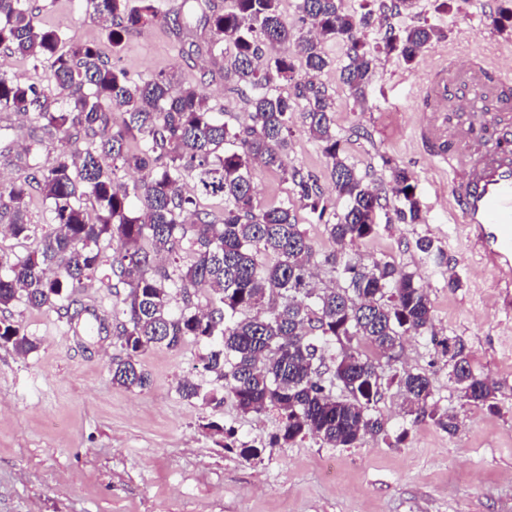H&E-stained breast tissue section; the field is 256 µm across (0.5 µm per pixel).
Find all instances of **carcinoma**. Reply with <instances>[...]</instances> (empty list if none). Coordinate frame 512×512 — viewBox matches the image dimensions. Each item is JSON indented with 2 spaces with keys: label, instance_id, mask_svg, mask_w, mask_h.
<instances>
[{
  "label": "carcinoma",
  "instance_id": "obj_1",
  "mask_svg": "<svg viewBox=\"0 0 512 512\" xmlns=\"http://www.w3.org/2000/svg\"><path fill=\"white\" fill-rule=\"evenodd\" d=\"M281 0H234L228 11L210 0H183V9L162 8L161 0H87L105 24L112 47L132 30L161 24L180 34L190 17L208 32L206 52L218 63L229 59L230 76L250 89L252 125L229 131L224 112L210 107L203 87L160 72L137 83L112 66L91 44L66 45L64 33L35 23L31 0H0V48L27 58L33 68L46 64L41 86L0 74V112H16L29 122L30 144L24 175L0 184V229L36 247L11 257L0 254V311L16 303L55 309L77 326L88 313L81 299L85 282L108 265L107 278L127 288L117 336L126 358L112 364V381L144 388L148 375L136 357L157 344L176 347L187 336L220 339L203 357L204 368L222 382L244 414L279 412L281 426L271 444L288 445L310 435L336 448H351L364 437L385 432L376 404L384 383L397 386L418 418L431 419L454 433L457 415L432 401L431 379L402 369L389 376L381 359L397 361L403 337L433 334V306L414 275L394 263L344 252L347 243L370 235L380 196L339 156L332 131L333 100L311 80L328 65L326 40L342 39L349 64L343 79L357 95L368 83L376 49L367 46L366 17L343 12L337 0H299L311 28L293 32L282 20ZM439 35L432 26L393 34L386 48L413 62ZM305 61L310 79L294 81L288 45ZM294 82L301 111L277 93ZM124 111L112 125V109ZM300 119L323 145L345 207L325 224L337 249L319 253L300 229L288 203L265 209L254 203L255 164L291 179L300 200L323 217L326 206L317 181L286 158L290 123ZM53 145L56 157L45 147ZM119 169L140 178L115 181ZM192 177L196 193L183 181ZM42 196L44 219H29L32 189ZM406 170L393 173L392 192L403 199L398 218L422 220ZM219 198L217 216L200 208V198ZM95 218L87 213V204ZM417 249L436 265L445 253L421 238ZM189 249L193 261L181 264ZM322 266L336 283L320 288L312 268ZM212 291L207 311L193 304L191 290ZM182 304L173 305L175 299ZM0 343L26 355L35 340L0 319ZM368 345L375 356L363 350ZM448 356L449 379L462 397L485 405L494 397L492 380L475 372L463 344L439 341ZM186 399H205L210 391L186 379L178 386ZM224 447L259 455L252 445L236 444L224 431Z\"/></svg>",
  "mask_w": 512,
  "mask_h": 512
}]
</instances>
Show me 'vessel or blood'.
I'll return each mask as SVG.
<instances>
[{"instance_id":"1","label":"vessel or blood","mask_w":512,"mask_h":512,"mask_svg":"<svg viewBox=\"0 0 512 512\" xmlns=\"http://www.w3.org/2000/svg\"><path fill=\"white\" fill-rule=\"evenodd\" d=\"M418 141L449 165L448 204L512 301V70L440 63L418 99Z\"/></svg>"}]
</instances>
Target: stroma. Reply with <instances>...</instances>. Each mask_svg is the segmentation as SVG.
<instances>
[{
	"label": "stroma",
	"mask_w": 512,
	"mask_h": 512,
	"mask_svg": "<svg viewBox=\"0 0 512 512\" xmlns=\"http://www.w3.org/2000/svg\"><path fill=\"white\" fill-rule=\"evenodd\" d=\"M40 25L59 28L67 43L92 44L128 78L140 82L174 71L193 83L206 78L210 106L224 112L230 131L250 125L247 97L225 82L203 51L201 25L176 35L154 25L128 33L120 50L80 0H32ZM379 0H340L344 12L370 15L367 42L376 47L374 72L363 97L343 80V41H329L330 64L316 77L334 100L333 129L340 154L384 197L373 233L350 245L351 255L381 259L415 273L433 304L434 338L409 335L399 367L427 374L432 399L455 413L456 433L430 419L414 420L396 388L383 389L376 409L386 432L353 448H334L306 437L269 447L280 421L276 411L242 414L221 384L202 368L204 344L186 338L157 345L138 358L149 374L145 389L113 383L112 363L125 352L116 336L125 288L97 274L84 304L108 313L107 330L71 328L55 310L10 308L6 316L38 347L28 355L0 345V512H512V305L498 302L496 277L469 250L448 214V173L417 142L421 114L416 97L430 68L442 58L466 64L481 56L488 67L512 68V22L499 11L507 0H412L392 13ZM417 25L441 36L406 63L384 51L388 29ZM289 166L309 172L327 205L317 216L294 185L276 171L254 175L255 203L286 202L317 250H329L324 223L341 213L331 164L301 121L288 135ZM408 172L422 220L396 216L395 169ZM432 239L447 255L438 266L417 249ZM457 287H449V280ZM454 338L475 372L496 388L493 407L466 402L448 377V359L434 344ZM209 384L215 401L186 399L178 386ZM260 450L255 459L224 447V431Z\"/></svg>",
	"instance_id": "35a3bbf8"
}]
</instances>
